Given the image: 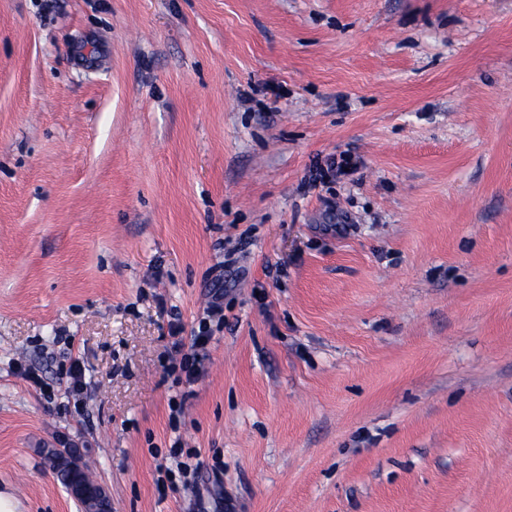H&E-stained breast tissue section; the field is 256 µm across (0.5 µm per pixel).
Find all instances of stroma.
<instances>
[{
	"instance_id": "obj_1",
	"label": "stroma",
	"mask_w": 512,
	"mask_h": 512,
	"mask_svg": "<svg viewBox=\"0 0 512 512\" xmlns=\"http://www.w3.org/2000/svg\"><path fill=\"white\" fill-rule=\"evenodd\" d=\"M63 436L112 512H512V0H0L18 512ZM359 165V157H356L350 153H342L340 154V161H335L332 159V161L327 164L326 169H324L322 166L318 167L317 177H315L314 182L350 175L357 170ZM345 168H349V171H345ZM211 336L207 332H203L200 327L199 335L194 336L192 344L190 346V352H183V344L181 340H177L173 344V348L177 355H181L180 359L172 357L170 364L166 368L167 373H175L179 371L177 380L180 381L182 374L185 375L186 383L190 384L194 382L202 368V359L199 351H203L207 348L210 342Z\"/></svg>"
}]
</instances>
